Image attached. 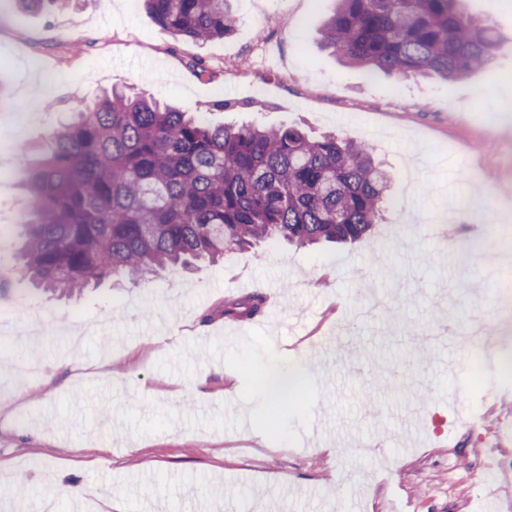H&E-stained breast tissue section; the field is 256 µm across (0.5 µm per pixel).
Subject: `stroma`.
Listing matches in <instances>:
<instances>
[{"label": "stroma", "mask_w": 512, "mask_h": 512, "mask_svg": "<svg viewBox=\"0 0 512 512\" xmlns=\"http://www.w3.org/2000/svg\"><path fill=\"white\" fill-rule=\"evenodd\" d=\"M232 34L184 41L137 0H70L51 12L0 0V221L23 209L20 146L44 148L117 79L136 93L214 124L292 125L366 144L396 175L386 223L347 245L263 243L220 263L164 272L138 285L64 298L32 290L14 260L8 297L18 323L10 359L42 375L0 370V466L11 482L0 512H41L60 483L107 491L112 512H483L512 497L479 480L480 451L459 426L479 416L512 433V380L448 368L454 343L426 346L427 326H455L474 309L490 338L512 347L497 316L512 289V0H470L474 19L502 38L466 78L399 79L344 65L321 46L336 0H230ZM28 86L40 96L20 97ZM488 206L485 246L467 268L455 231L421 234L427 217L465 223L468 200ZM276 297L268 315L227 320L225 300ZM45 330L27 339L29 327ZM335 331L313 369L299 337ZM86 366L71 377L63 361ZM298 375L306 399L278 417L254 373L268 363ZM456 390L459 410L443 397ZM30 425L15 426L17 409ZM373 452L349 454L354 440Z\"/></svg>", "instance_id": "1"}]
</instances>
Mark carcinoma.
<instances>
[{
  "label": "carcinoma",
  "instance_id": "cac0c4a2",
  "mask_svg": "<svg viewBox=\"0 0 512 512\" xmlns=\"http://www.w3.org/2000/svg\"><path fill=\"white\" fill-rule=\"evenodd\" d=\"M185 39L234 31L228 0H143ZM468 0H336L326 48L353 68L455 81L496 47ZM29 166L19 252L43 290L65 297L104 280L141 281L200 259L284 239L348 242L383 221L390 175L368 148L296 126L210 125L192 112L111 85L73 110ZM264 294L224 301L227 319L255 318ZM284 390L283 371L258 378Z\"/></svg>",
  "mask_w": 512,
  "mask_h": 512
}]
</instances>
